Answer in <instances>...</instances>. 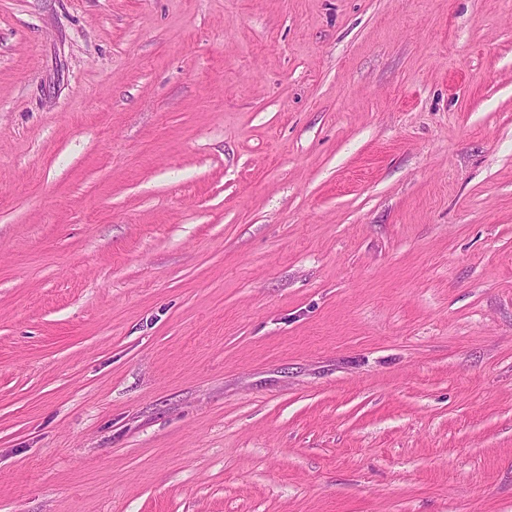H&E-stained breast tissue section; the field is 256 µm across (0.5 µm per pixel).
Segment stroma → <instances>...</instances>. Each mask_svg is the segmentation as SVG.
I'll return each mask as SVG.
<instances>
[{
    "label": "stroma",
    "instance_id": "1",
    "mask_svg": "<svg viewBox=\"0 0 512 512\" xmlns=\"http://www.w3.org/2000/svg\"><path fill=\"white\" fill-rule=\"evenodd\" d=\"M0 512H512V0H0Z\"/></svg>",
    "mask_w": 512,
    "mask_h": 512
}]
</instances>
